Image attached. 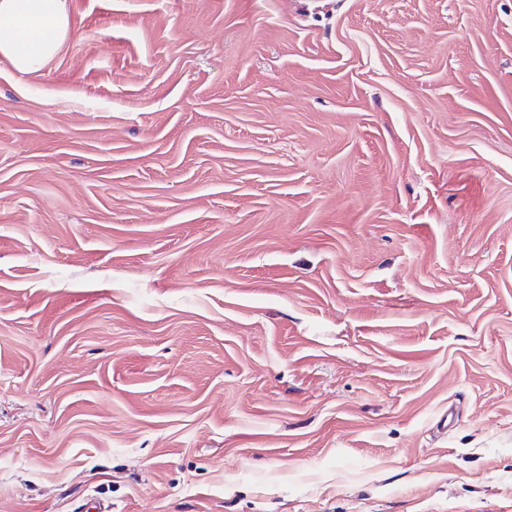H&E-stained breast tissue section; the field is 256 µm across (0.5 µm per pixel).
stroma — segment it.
<instances>
[{"mask_svg": "<svg viewBox=\"0 0 512 512\" xmlns=\"http://www.w3.org/2000/svg\"><path fill=\"white\" fill-rule=\"evenodd\" d=\"M0 59V512H512V0H68ZM71 30L67 0H0V57L21 75L55 57Z\"/></svg>", "mask_w": 512, "mask_h": 512, "instance_id": "stroma-1", "label": "stroma"}]
</instances>
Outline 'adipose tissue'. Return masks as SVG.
Segmentation results:
<instances>
[{"label":"adipose tissue","instance_id":"ef3b65f1","mask_svg":"<svg viewBox=\"0 0 512 512\" xmlns=\"http://www.w3.org/2000/svg\"><path fill=\"white\" fill-rule=\"evenodd\" d=\"M71 29L67 0H0V58L19 74L55 57Z\"/></svg>","mask_w":512,"mask_h":512}]
</instances>
